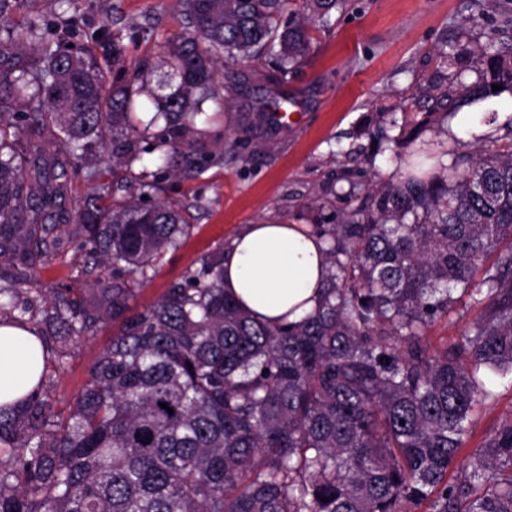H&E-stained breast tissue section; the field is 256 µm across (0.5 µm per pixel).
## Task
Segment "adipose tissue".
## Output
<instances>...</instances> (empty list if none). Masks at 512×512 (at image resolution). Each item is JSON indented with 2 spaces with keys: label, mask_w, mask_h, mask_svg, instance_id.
Returning <instances> with one entry per match:
<instances>
[{
  "label": "adipose tissue",
  "mask_w": 512,
  "mask_h": 512,
  "mask_svg": "<svg viewBox=\"0 0 512 512\" xmlns=\"http://www.w3.org/2000/svg\"><path fill=\"white\" fill-rule=\"evenodd\" d=\"M324 242L300 224L247 225L224 246V291L271 325L299 323L318 305L328 274ZM46 350L27 325H0V406L37 384Z\"/></svg>",
  "instance_id": "ef3b65f1"
}]
</instances>
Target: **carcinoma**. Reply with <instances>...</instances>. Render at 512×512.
I'll return each instance as SVG.
<instances>
[{
  "instance_id": "carcinoma-1",
  "label": "carcinoma",
  "mask_w": 512,
  "mask_h": 512,
  "mask_svg": "<svg viewBox=\"0 0 512 512\" xmlns=\"http://www.w3.org/2000/svg\"><path fill=\"white\" fill-rule=\"evenodd\" d=\"M0 0V309L26 292L35 260L78 241L77 276L112 265V285L82 299L53 292V336L120 332L89 369L67 415L43 382L0 407V512H512V419L463 455L466 424L490 380L512 383V129L464 151L447 128L413 153L365 207L316 224L329 277L301 323L270 327L224 294V248L203 256L151 307L129 314L131 280L190 230L146 203L138 97L153 70L125 60L128 34L73 44L79 0L55 35L6 22ZM345 0H182L186 24L165 43L179 78L150 95L165 121L154 149L192 163L183 136L216 95V66L275 60L276 84L313 49L309 20L330 25ZM439 66L474 82L431 86L449 117L512 94V16L484 43L438 47ZM499 90H492V86ZM65 151L37 152L41 140ZM140 167L138 194L110 184L66 206L68 181L92 175L95 147ZM479 308L470 335L433 349L428 328L457 298ZM167 408H161V404ZM173 412H168V409Z\"/></svg>"
}]
</instances>
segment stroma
Masks as SVG:
<instances>
[{
  "mask_svg": "<svg viewBox=\"0 0 512 512\" xmlns=\"http://www.w3.org/2000/svg\"><path fill=\"white\" fill-rule=\"evenodd\" d=\"M79 6L76 41L91 44L102 28L124 29L134 36L127 60L155 64V79H164L163 43L185 23L180 0H80ZM508 9L512 0H348L332 16L331 29L314 31L316 48L287 85L277 88L267 81L271 65L265 58L221 70L218 82L233 92L206 101L204 111L217 114V122L206 136L187 138L200 146L202 160L186 170L154 164L160 176L156 199L182 208L191 233L137 285L132 312L155 304L200 258L245 225L285 220L307 226L355 209L376 179L390 178L395 169L387 156H373L364 128L383 113L424 101L428 83L439 73V43L485 39ZM143 30L148 33L144 39L139 36ZM272 90L302 101L300 119L277 133L245 120ZM81 264L76 245L66 243L51 261L36 262L31 285L67 289L78 298L96 281L108 279L105 267L95 276L76 278ZM478 313L468 298H461L447 318L430 328L431 345L459 342ZM118 329V323L105 322L95 335L67 342L64 358L50 356L45 393L53 412L66 411L82 391L91 365ZM492 391L473 413L466 452L512 418V383L495 382Z\"/></svg>",
  "mask_w": 512,
  "mask_h": 512,
  "instance_id": "35a3bbf8",
  "label": "stroma"
}]
</instances>
